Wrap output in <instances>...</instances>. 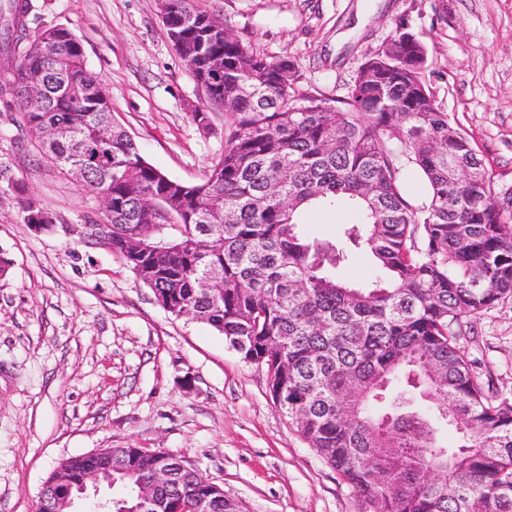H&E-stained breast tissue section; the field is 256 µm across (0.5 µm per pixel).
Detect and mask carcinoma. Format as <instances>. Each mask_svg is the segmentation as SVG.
<instances>
[{"label":"carcinoma","instance_id":"obj_1","mask_svg":"<svg viewBox=\"0 0 512 512\" xmlns=\"http://www.w3.org/2000/svg\"><path fill=\"white\" fill-rule=\"evenodd\" d=\"M175 2L173 47L196 81L224 70V82L203 87L192 120L211 118L236 87L250 89L198 183L145 161L110 99L79 97L99 78L69 29L41 30L52 55L27 54L29 0L0 3V13L20 16V28L0 33V104L33 132L72 124L84 143L112 125L116 166L83 180L112 196L107 247L142 267L140 280L171 316L209 326L266 368L274 402L362 512H512V394L486 389L459 345L467 319L512 298V196L496 201L468 138L448 136L449 115L425 81L426 44L398 24L344 97L299 98L291 59L271 60L192 0ZM31 68L45 73L40 98L21 84ZM38 144L58 164L71 152ZM409 171L427 186L417 202L406 195ZM320 207L351 211L341 240L301 232L303 214ZM210 211L224 223L206 222ZM135 239L153 246L137 262L127 253ZM358 250L374 267L362 286L336 277ZM213 272L215 287H195ZM435 418L455 429L456 445L439 443ZM112 460L108 487L136 490L160 467L177 475L149 507L132 494L112 499L111 512H241L176 455L114 448ZM65 498L56 491L36 512H67Z\"/></svg>","mask_w":512,"mask_h":512}]
</instances>
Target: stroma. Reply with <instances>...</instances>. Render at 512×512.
Listing matches in <instances>:
<instances>
[{"mask_svg":"<svg viewBox=\"0 0 512 512\" xmlns=\"http://www.w3.org/2000/svg\"><path fill=\"white\" fill-rule=\"evenodd\" d=\"M265 56L293 60L298 95L342 97L365 58L406 22L428 45L425 80L494 182L512 193V0H194ZM30 31L69 28L112 113L143 157L198 182L224 150L189 108L204 93L175 52L158 0H30ZM0 106V512H35L64 458L148 448L186 458L243 512H360L352 488L295 433L265 367L206 325L170 316L136 274L90 237L98 198L33 147ZM57 218L25 224L22 196ZM460 346L512 391V299L474 320Z\"/></svg>","mask_w":512,"mask_h":512,"instance_id":"stroma-1","label":"stroma"}]
</instances>
